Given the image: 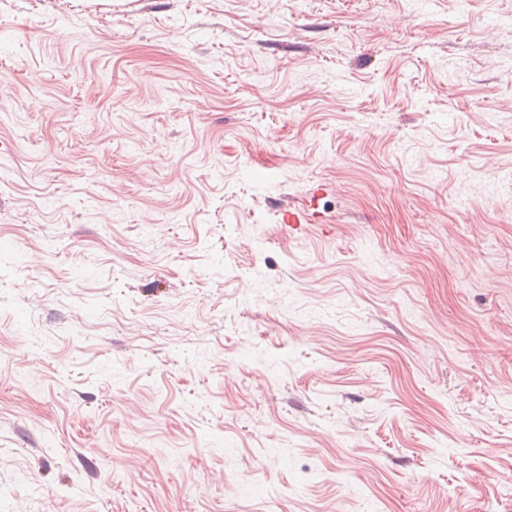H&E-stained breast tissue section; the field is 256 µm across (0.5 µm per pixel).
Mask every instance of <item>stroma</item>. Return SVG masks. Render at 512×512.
Returning <instances> with one entry per match:
<instances>
[{"label": "stroma", "mask_w": 512, "mask_h": 512, "mask_svg": "<svg viewBox=\"0 0 512 512\" xmlns=\"http://www.w3.org/2000/svg\"><path fill=\"white\" fill-rule=\"evenodd\" d=\"M0 512H512V0H0Z\"/></svg>", "instance_id": "1"}]
</instances>
